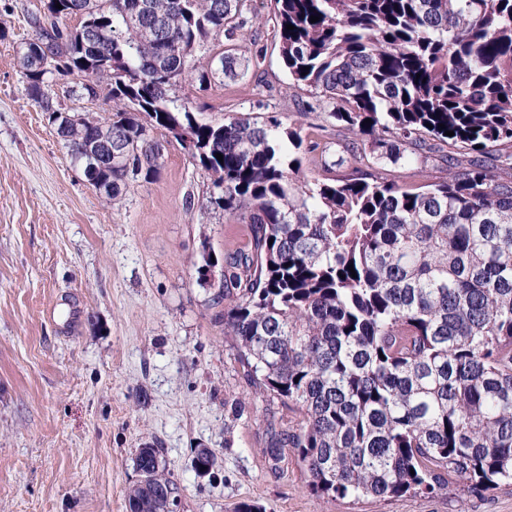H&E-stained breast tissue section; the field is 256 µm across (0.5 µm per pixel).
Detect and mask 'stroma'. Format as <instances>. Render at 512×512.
Here are the masks:
<instances>
[{"label":"stroma","mask_w":512,"mask_h":512,"mask_svg":"<svg viewBox=\"0 0 512 512\" xmlns=\"http://www.w3.org/2000/svg\"><path fill=\"white\" fill-rule=\"evenodd\" d=\"M44 0H0V512H128L140 449L157 448L179 488L174 512H512V485L356 504L314 495L293 449L272 461L270 431L297 416L256 393L212 275L243 247L244 224L207 202L208 179L160 131L158 177L107 203L31 97L20 65ZM242 39L205 42L249 62L236 79L180 84L176 106L293 123L292 85L267 20ZM387 177L422 186L448 174L424 153ZM217 463L202 475L197 449Z\"/></svg>","instance_id":"obj_1"}]
</instances>
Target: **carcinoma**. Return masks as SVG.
<instances>
[{
	"instance_id": "carcinoma-1",
	"label": "carcinoma",
	"mask_w": 512,
	"mask_h": 512,
	"mask_svg": "<svg viewBox=\"0 0 512 512\" xmlns=\"http://www.w3.org/2000/svg\"><path fill=\"white\" fill-rule=\"evenodd\" d=\"M72 2L31 17L64 66L44 69L25 43L28 90L51 120L53 82L110 86L113 118L73 114L61 137L84 165L88 132L112 133L93 182L109 200L158 175L153 131L193 143L209 203L249 231L218 281L224 328L259 393L298 414L269 454L294 449L314 493L354 502L511 485L512 181L498 170L512 162V0H273L285 70L314 99L288 126L200 121L169 96L248 68L221 52L217 71L196 54L244 35L245 0H81L73 28ZM318 109L336 146L379 166L412 164L427 138L455 147L448 179L409 189L377 170L330 176L343 159L302 135ZM136 464L128 503L166 512L178 487L160 450L140 449Z\"/></svg>"
}]
</instances>
